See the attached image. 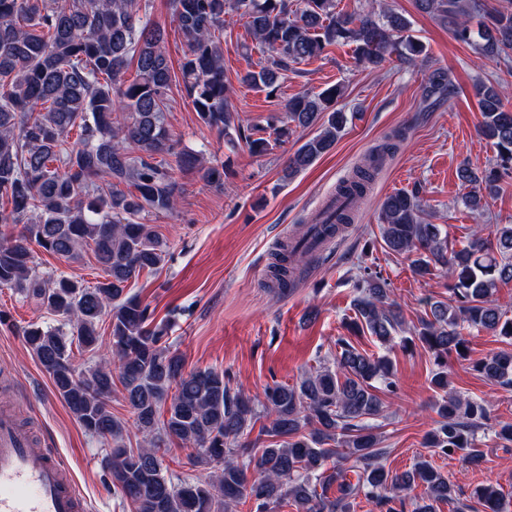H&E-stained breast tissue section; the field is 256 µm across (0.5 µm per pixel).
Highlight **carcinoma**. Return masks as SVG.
Returning a JSON list of instances; mask_svg holds the SVG:
<instances>
[{
  "label": "carcinoma",
  "mask_w": 512,
  "mask_h": 512,
  "mask_svg": "<svg viewBox=\"0 0 512 512\" xmlns=\"http://www.w3.org/2000/svg\"><path fill=\"white\" fill-rule=\"evenodd\" d=\"M171 2L187 48L180 64L182 90L207 127L226 135L237 131L255 154L288 138L292 126L318 127L288 158L286 178L334 148L347 123L346 113L336 108L342 89L299 94L288 100L283 115L245 132L229 104L224 51L216 36L225 14L245 18L247 33L267 54L265 65L242 81L270 95L281 72L333 44L353 47L357 62L370 67L392 55L413 67L427 58L424 45L407 34L409 21L397 13L383 22L370 10L341 14L336 0ZM414 6L448 26L457 41L476 44L484 57L512 59V0H414ZM147 8L142 0H0V199L9 204L0 211V225H22L14 240L0 232V287L37 301L71 326L68 334L33 324L27 341L78 423L107 442L114 493L135 512H229L247 499L256 512H276L288 503L296 512H350L361 495L378 512H394L391 503L404 501L418 484L424 496L413 512H435L434 504L455 502V482L427 460L401 473L383 464L382 436L366 420L383 415L379 386L396 389L389 358L363 353L340 338L333 362L319 363L294 385L268 387L259 411L251 398L231 391L224 373H184L164 329L152 324L149 306L130 292L132 280L165 261L166 251L144 217L175 208L181 193L175 174L197 171L207 185L224 187V163L208 165L203 153L177 149L166 125L172 67L164 28ZM131 62L137 76L127 85L123 74ZM508 87L509 80L500 78L476 89L481 133L497 159L480 172L458 170L461 183L471 187L467 203L474 209L484 207L512 174ZM453 91L446 71L424 75V99L443 100ZM399 142L398 134L387 138L336 187L332 205L338 209L322 221L323 230L311 224L281 246L268 269L273 285L294 287L298 266L311 261L339 225L351 223L354 204ZM422 212L418 197L407 192L386 196L380 208L387 250L413 256L411 271L418 278L441 270L453 282L450 296L430 303L420 327L403 339L404 348L421 345L439 366L431 384L443 392L433 405L440 420L424 447L476 464V432L493 404L448 389V360L467 357L465 329L512 340V317L493 299L499 285L512 282V225L497 224L494 239L475 234L456 250L443 225L425 222ZM30 242L67 259L89 249L105 277L93 286L64 276L45 278L34 265ZM359 290L349 329L390 344L402 326L398 305L388 301V288L378 279L362 281ZM105 315L117 373L105 359L82 372L73 348L98 355V325ZM473 369L492 385L512 390V351L479 360ZM116 379L140 448L127 446V429L110 410ZM262 419L259 435L268 443L243 440ZM173 441L191 450L189 464H214L217 472L173 482L166 464ZM345 462L356 480L347 479ZM332 485L338 492L333 499L326 494ZM474 496L484 512H505L496 486L481 485Z\"/></svg>",
  "instance_id": "carcinoma-1"
}]
</instances>
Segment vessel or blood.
I'll list each match as a JSON object with an SVG mask.
<instances>
[{"mask_svg": "<svg viewBox=\"0 0 512 512\" xmlns=\"http://www.w3.org/2000/svg\"><path fill=\"white\" fill-rule=\"evenodd\" d=\"M70 468L0 410V512H87Z\"/></svg>", "mask_w": 512, "mask_h": 512, "instance_id": "obj_1", "label": "vessel or blood"}]
</instances>
